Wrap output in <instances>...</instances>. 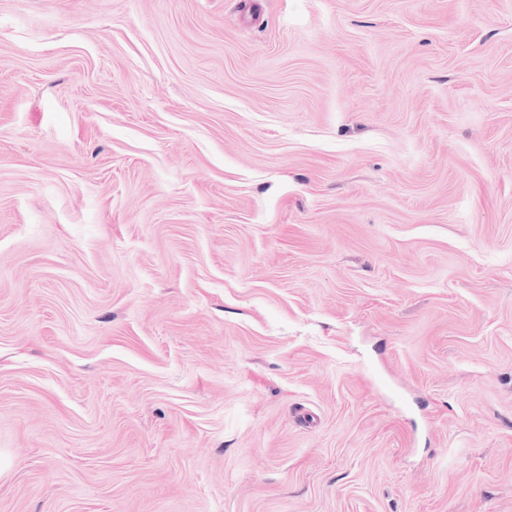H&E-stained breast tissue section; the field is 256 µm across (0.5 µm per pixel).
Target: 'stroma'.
Returning a JSON list of instances; mask_svg holds the SVG:
<instances>
[{
	"mask_svg": "<svg viewBox=\"0 0 512 512\" xmlns=\"http://www.w3.org/2000/svg\"><path fill=\"white\" fill-rule=\"evenodd\" d=\"M0 512H512V0H0Z\"/></svg>",
	"mask_w": 512,
	"mask_h": 512,
	"instance_id": "35a3bbf8",
	"label": "stroma"
}]
</instances>
